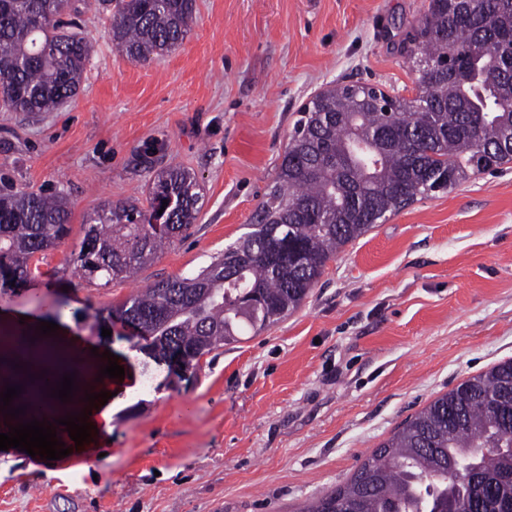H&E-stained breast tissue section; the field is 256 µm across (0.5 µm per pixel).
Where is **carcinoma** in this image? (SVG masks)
<instances>
[{
    "label": "carcinoma",
    "instance_id": "1",
    "mask_svg": "<svg viewBox=\"0 0 512 512\" xmlns=\"http://www.w3.org/2000/svg\"><path fill=\"white\" fill-rule=\"evenodd\" d=\"M85 0H0V110L54 112L74 97L91 54L75 17ZM195 0H118L112 43L135 62L179 45ZM418 69L413 98L330 84L301 111L249 231L196 273L144 288L113 313L137 343L185 369L295 311L347 244L417 197L469 172L512 162V0H429L402 42ZM200 186L180 165L161 169L146 198L108 205L84 225L75 258L88 282L131 279L191 228ZM64 196L0 195V277L28 282L32 260L69 234ZM6 382L39 401L31 377L48 342H8ZM512 512V360L493 365L407 420L351 479L302 512Z\"/></svg>",
    "mask_w": 512,
    "mask_h": 512
}]
</instances>
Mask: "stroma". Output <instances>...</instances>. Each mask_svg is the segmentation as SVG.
I'll return each instance as SVG.
<instances>
[{
  "mask_svg": "<svg viewBox=\"0 0 512 512\" xmlns=\"http://www.w3.org/2000/svg\"><path fill=\"white\" fill-rule=\"evenodd\" d=\"M184 41L137 63L112 43V8L78 23L92 45L58 111L0 112V188L63 193L68 236L0 327L56 323L72 359L110 350L112 431L78 468L0 450V512H302L437 397L512 359V163L470 175L347 244L303 304L182 373L136 348L112 308L208 265L248 230L299 110L332 81L414 97L399 51L428 0H195ZM189 168L201 210L186 235L106 286L73 259L107 203L146 198Z\"/></svg>",
  "mask_w": 512,
  "mask_h": 512,
  "instance_id": "35a3bbf8",
  "label": "stroma"
}]
</instances>
